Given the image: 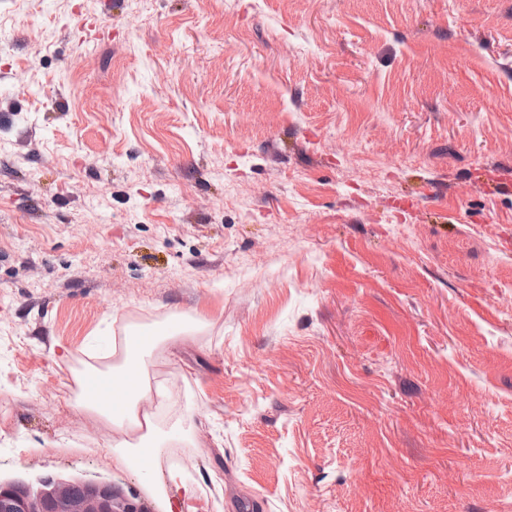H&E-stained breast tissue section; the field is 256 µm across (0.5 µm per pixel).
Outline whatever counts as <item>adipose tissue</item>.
Segmentation results:
<instances>
[{
    "label": "adipose tissue",
    "instance_id": "adipose-tissue-1",
    "mask_svg": "<svg viewBox=\"0 0 512 512\" xmlns=\"http://www.w3.org/2000/svg\"><path fill=\"white\" fill-rule=\"evenodd\" d=\"M175 342L174 336L161 337L150 329L132 332L123 338L119 363L101 368L92 365L81 375V392L76 399L79 409L99 414L117 428L132 426L141 431L136 442H115L112 454L119 465L154 468L164 444L182 428L176 422L170 430H163L151 414L138 412L140 402L151 391L148 358L158 344L171 346Z\"/></svg>",
    "mask_w": 512,
    "mask_h": 512
}]
</instances>
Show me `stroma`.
Returning <instances> with one entry per match:
<instances>
[{"label": "stroma", "instance_id": "stroma-1", "mask_svg": "<svg viewBox=\"0 0 512 512\" xmlns=\"http://www.w3.org/2000/svg\"><path fill=\"white\" fill-rule=\"evenodd\" d=\"M197 314L167 501L58 386ZM49 475L512 512V0H0V478Z\"/></svg>", "mask_w": 512, "mask_h": 512}]
</instances>
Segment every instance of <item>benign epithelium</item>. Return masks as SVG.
<instances>
[{"instance_id":"obj_1","label":"benign epithelium","mask_w":512,"mask_h":512,"mask_svg":"<svg viewBox=\"0 0 512 512\" xmlns=\"http://www.w3.org/2000/svg\"><path fill=\"white\" fill-rule=\"evenodd\" d=\"M75 476L42 479L33 485L24 479L0 480V498L13 512H137L134 504L110 493V484L92 483L80 499L71 496Z\"/></svg>"}]
</instances>
